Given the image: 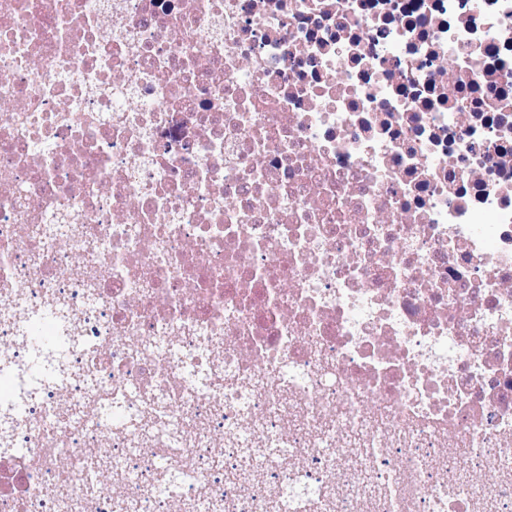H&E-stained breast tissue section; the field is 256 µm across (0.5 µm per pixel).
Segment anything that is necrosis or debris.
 Here are the masks:
<instances>
[{"mask_svg":"<svg viewBox=\"0 0 512 512\" xmlns=\"http://www.w3.org/2000/svg\"><path fill=\"white\" fill-rule=\"evenodd\" d=\"M104 486L512 512V0H0V512Z\"/></svg>","mask_w":512,"mask_h":512,"instance_id":"necrosis-or-debris-1","label":"necrosis or debris"}]
</instances>
